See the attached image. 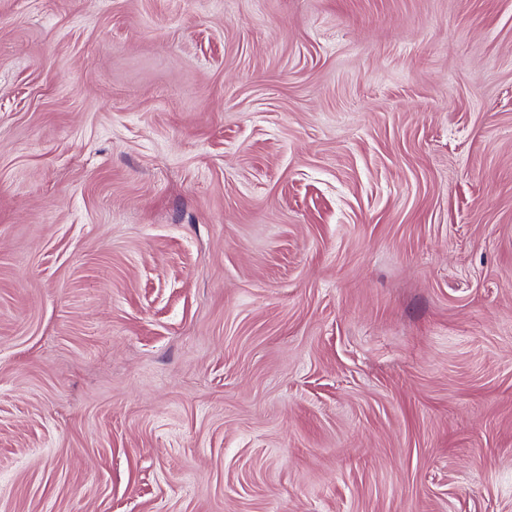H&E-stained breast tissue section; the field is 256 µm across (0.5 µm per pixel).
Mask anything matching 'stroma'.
<instances>
[{"label":"stroma","mask_w":512,"mask_h":512,"mask_svg":"<svg viewBox=\"0 0 512 512\" xmlns=\"http://www.w3.org/2000/svg\"><path fill=\"white\" fill-rule=\"evenodd\" d=\"M0 512H512V0H0Z\"/></svg>","instance_id":"obj_1"}]
</instances>
